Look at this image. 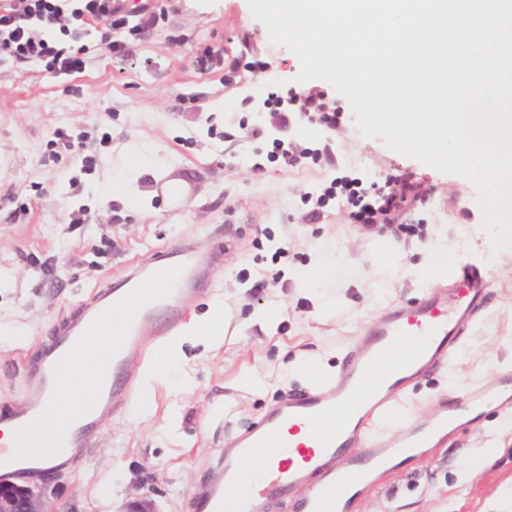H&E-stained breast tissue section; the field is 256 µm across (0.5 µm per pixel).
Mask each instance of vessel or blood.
I'll list each match as a JSON object with an SVG mask.
<instances>
[{
    "mask_svg": "<svg viewBox=\"0 0 512 512\" xmlns=\"http://www.w3.org/2000/svg\"><path fill=\"white\" fill-rule=\"evenodd\" d=\"M222 262V253L188 242L154 252L110 288L95 292L63 320L56 338L24 362L23 371L37 397L0 414V423L10 422L21 434L33 428L47 411L67 366L85 355L90 336L97 334L114 310L128 308L119 341L98 362L93 395L87 398L81 389H74L82 409L61 426L53 441L67 462H77L85 449L93 447L101 418L122 409L134 385L136 366L127 357V346H146L175 335L186 318L179 296L188 290L205 291L207 273L217 272ZM150 281L159 282L160 290L142 296V285ZM489 286L486 270L469 267L452 278L446 292L380 319L368 336L358 339L335 376L289 394L269 410L259 428L226 444L217 473L194 498L196 512H262L265 499L290 498L300 489L305 492L301 512H350L353 499H341L339 491L355 480L357 468L378 465L396 449L417 446L418 432L387 431L380 424L402 390L454 356L463 333L484 307ZM406 347L410 355L397 357V350ZM383 359L389 367L380 374L376 365ZM468 396L478 407L512 402V372L502 375L497 390L473 387ZM327 418L337 420V427L320 429V422ZM261 452L267 457L263 472L238 497H226V487L235 484L244 466ZM43 461L42 455L0 446V478H32L42 471ZM311 470L323 472L324 480L307 485L306 474Z\"/></svg>",
    "mask_w": 512,
    "mask_h": 512,
    "instance_id": "obj_1",
    "label": "vessel or blood"
}]
</instances>
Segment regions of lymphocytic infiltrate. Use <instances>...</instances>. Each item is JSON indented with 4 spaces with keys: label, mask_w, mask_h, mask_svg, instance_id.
I'll use <instances>...</instances> for the list:
<instances>
[{
    "label": "lymphocytic infiltrate",
    "mask_w": 512,
    "mask_h": 512,
    "mask_svg": "<svg viewBox=\"0 0 512 512\" xmlns=\"http://www.w3.org/2000/svg\"><path fill=\"white\" fill-rule=\"evenodd\" d=\"M116 0H0V48L20 62H39L52 76H70L85 67L80 43L90 23L120 29ZM421 184L405 178L401 189L369 201L353 198V217L363 225L390 224L397 213L422 201Z\"/></svg>",
    "instance_id": "1"
}]
</instances>
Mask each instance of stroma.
Listing matches in <instances>:
<instances>
[{"instance_id":"obj_1","label":"stroma","mask_w":512,"mask_h":512,"mask_svg":"<svg viewBox=\"0 0 512 512\" xmlns=\"http://www.w3.org/2000/svg\"><path fill=\"white\" fill-rule=\"evenodd\" d=\"M138 2L158 25L144 29L130 16L120 31L127 51L115 55L102 27L92 26L80 74L53 78L40 63L0 49V409L18 405L26 392L24 379L8 371L10 360L33 354L80 300L108 287L127 264L182 240L228 250L209 294L184 297L189 321L220 295L237 333L216 346L185 344L181 369L192 386L182 391L152 378L151 360L132 351L152 407L103 417L97 447L76 465L38 477L53 488L58 512H125L143 494L156 512H193L225 442L256 427L289 391L307 387L302 378L279 380L280 367L304 356L337 368L370 320L441 290L412 274L437 234L452 246L470 235L467 250L449 251V268L488 266L492 281L457 357L402 402L422 424L450 392L498 385L512 369V258L488 264L492 241L476 185L363 136L349 101L329 82L298 81V57L271 42L248 0ZM208 46L223 47L224 63L204 72L196 58ZM311 88L337 108L335 128L308 121L293 105L287 126L276 123L267 96ZM131 143L148 149L141 182L152 190L136 211L110 191ZM278 146L294 151L296 162L278 159ZM171 176L191 189L188 207L157 194ZM406 176L422 184L425 198L390 225L356 223L339 192L352 179L371 194L396 191ZM388 238L402 247L394 269L377 250ZM316 256L335 263L342 295L325 315L298 281ZM273 302L282 308L274 328L250 323ZM245 370L268 375V387L239 388ZM505 415L495 407L459 425L378 478L355 512H512ZM493 442L501 454L461 481L465 461Z\"/></svg>"}]
</instances>
